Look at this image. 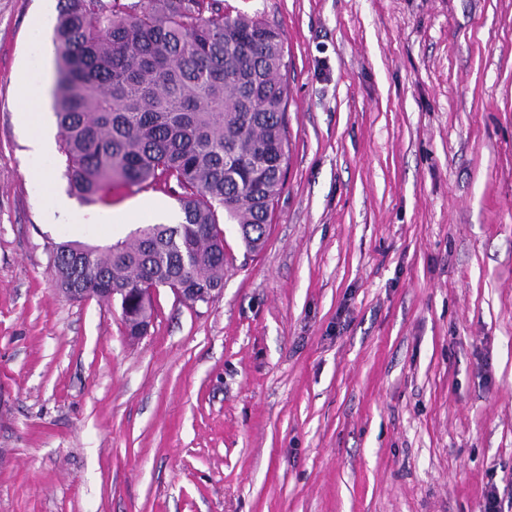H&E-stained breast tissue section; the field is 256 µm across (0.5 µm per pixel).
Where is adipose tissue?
I'll use <instances>...</instances> for the list:
<instances>
[{
	"instance_id": "ef3b65f1",
	"label": "adipose tissue",
	"mask_w": 512,
	"mask_h": 512,
	"mask_svg": "<svg viewBox=\"0 0 512 512\" xmlns=\"http://www.w3.org/2000/svg\"><path fill=\"white\" fill-rule=\"evenodd\" d=\"M48 87L46 75L34 76L25 71L19 74L16 107L22 112L25 125L32 130L29 155L35 161L48 158L55 146L45 116Z\"/></svg>"
}]
</instances>
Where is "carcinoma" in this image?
<instances>
[{"mask_svg": "<svg viewBox=\"0 0 512 512\" xmlns=\"http://www.w3.org/2000/svg\"><path fill=\"white\" fill-rule=\"evenodd\" d=\"M53 45L71 189L91 203L161 183L183 213L110 245L54 244L57 287H219L218 211L257 251L284 184L280 33L223 0H64Z\"/></svg>", "mask_w": 512, "mask_h": 512, "instance_id": "cac0c4a2", "label": "carcinoma"}]
</instances>
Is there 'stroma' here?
Instances as JSON below:
<instances>
[{
  "label": "stroma",
  "instance_id": "stroma-1",
  "mask_svg": "<svg viewBox=\"0 0 512 512\" xmlns=\"http://www.w3.org/2000/svg\"><path fill=\"white\" fill-rule=\"evenodd\" d=\"M38 0H0V512H479L512 495V0H224L281 34L288 166L224 290L71 300L14 107Z\"/></svg>",
  "mask_w": 512,
  "mask_h": 512
}]
</instances>
